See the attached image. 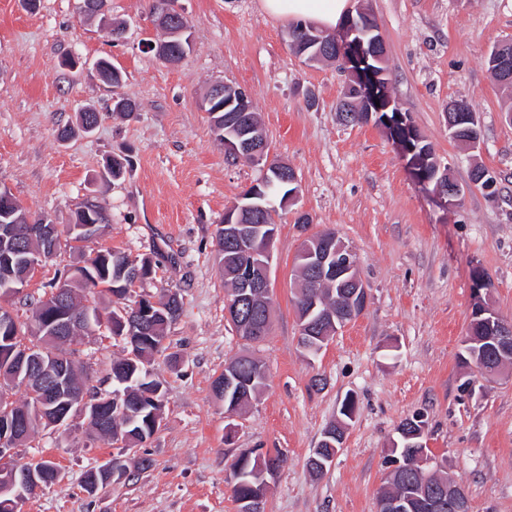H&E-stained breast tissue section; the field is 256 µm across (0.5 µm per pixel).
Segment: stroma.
Listing matches in <instances>:
<instances>
[{
    "label": "stroma",
    "instance_id": "stroma-1",
    "mask_svg": "<svg viewBox=\"0 0 512 512\" xmlns=\"http://www.w3.org/2000/svg\"><path fill=\"white\" fill-rule=\"evenodd\" d=\"M352 2L378 22L393 107L465 185L458 206L443 209L425 192L383 127L337 120L345 73L304 64L289 47V22L265 16L258 0H176L193 44L177 67L146 47L158 36L152 0H108L110 15L130 25L120 43L83 18L81 0H40L33 13L0 0V184L61 226L99 202L110 221L85 252L150 257L153 273L135 292L182 297L166 350L151 361L165 391L159 431L130 449L91 439L80 419L66 432L39 431L28 453L53 461L62 477L20 512H236L231 464L245 448L280 455L265 512H376L391 441L416 413L430 455L465 489L471 512H512V369L488 379L462 362L476 276L490 280L491 304L512 317V93L486 67L491 47L512 40V0ZM72 55L80 65L64 67ZM101 56L124 74L120 92L137 105L131 118L109 110L112 90L92 66ZM218 82L250 94L271 156L299 183L296 203L276 215L270 331L249 346L225 311L215 236L261 169L227 159L211 131L201 100ZM460 99L480 118L479 150L448 135L445 113ZM86 107L101 115L93 135L59 140ZM114 153L131 168L108 181L101 166ZM477 164L495 176V195L469 187ZM301 212L310 224H298ZM328 230L356 252L370 300L310 358L298 344L295 256ZM124 347L105 331L82 337L90 385L107 379ZM246 347L264 363L266 387L232 418L212 383ZM348 394L357 408L346 444L312 476L311 450ZM113 456L130 475L88 495L85 473Z\"/></svg>",
    "mask_w": 512,
    "mask_h": 512
}]
</instances>
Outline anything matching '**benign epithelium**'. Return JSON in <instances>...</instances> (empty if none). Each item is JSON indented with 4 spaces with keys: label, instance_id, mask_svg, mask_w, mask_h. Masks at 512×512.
Segmentation results:
<instances>
[{
    "label": "benign epithelium",
    "instance_id": "benign-epithelium-1",
    "mask_svg": "<svg viewBox=\"0 0 512 512\" xmlns=\"http://www.w3.org/2000/svg\"><path fill=\"white\" fill-rule=\"evenodd\" d=\"M155 25L164 32V40L154 44L152 51L155 55L170 66L181 64L190 52L188 45L191 44L189 23L187 17L173 6V0H156L154 2ZM379 31L376 18L373 14L362 11L356 19H351L346 27L343 40L339 42L341 49L340 60L346 65L356 64L358 67L366 68L369 81L362 90V99L357 101L358 107L364 108L360 116V122L368 123L375 121L377 124L386 123L389 129L399 136L397 145L404 155L414 153L411 141L416 139V134L409 128L406 116L400 112L394 113L392 117H383L382 111L389 107L384 104L376 106V92L382 82L384 72L370 66V62L379 61L382 58L380 53V39L371 42L366 36ZM320 41V33L316 27L310 28V33L299 41L291 44L292 52L304 62L318 63L323 61V54L320 51L308 53L311 42ZM506 43L501 42L494 47V53L498 57L499 74L501 82H512V59L505 51ZM234 111L246 115L254 111L253 102L249 93L241 87L229 83H219L211 87L206 96L202 99V109L208 113L211 125L215 126L220 122L218 114L229 107ZM267 136L263 127H258L252 137L244 139L237 137L236 142L228 141L230 147L228 156H239L243 153L250 156L251 160L263 165V169H273L275 179L295 184L298 176L293 167L285 162L278 161L271 164L266 159ZM257 207L249 204L234 203L224 212V240L227 244H241L250 241H262L259 252L263 257L254 261L249 260L239 267L237 272L238 288L234 301L226 302V311L233 323L236 332L240 336H263L266 325H256L249 319L243 318L239 308L253 301L259 294H269L270 270L272 262V246L277 236V228L267 224H248L247 217L253 215ZM300 258L303 265L321 279H334L348 288L349 305L342 311H330L321 314V322L327 324L326 329H320V325L311 320L299 324V336L305 338L301 344L304 351L315 347L314 338H319L322 345L326 346L331 337L337 335L349 322L361 316L366 310L369 302V289L360 279L357 267L358 260L354 251L334 231L323 232L318 236L309 237L304 240ZM490 283L483 280L479 288L475 290L471 317L481 324V334L484 341L497 348L501 361L508 365L512 363V325L502 321L492 311L487 298L483 293L488 291ZM66 302L65 296L56 290L43 298L42 309L49 311L48 322L51 323L59 336L67 334L70 321L67 317L57 311V307ZM164 306L161 301L150 299L137 307L138 319L129 325L128 334H133L135 329L145 330L146 318L156 315L161 316ZM20 366L27 367L34 372L33 381L37 390L43 396L45 412L49 413L48 419L56 430L62 431L69 428L76 418H84L91 414V418L98 423L97 429L102 430L109 425L110 412L105 410L104 404L95 402L88 404L87 400L79 401V405L72 409L65 406L60 412L58 407L69 395L64 391L62 377L50 379L36 373V367L41 359L34 354V351L24 349L17 357ZM23 421L11 420L0 427V473L4 478L0 479V499L4 505L15 510L18 505L32 500L35 495L43 490L49 483L43 459L40 457H19L12 446V435L22 429ZM102 469L111 474L114 480H121L127 476V465L123 460L114 457L101 461ZM417 501L411 497H391L383 500L379 505L380 512H416Z\"/></svg>",
    "mask_w": 512,
    "mask_h": 512
}]
</instances>
